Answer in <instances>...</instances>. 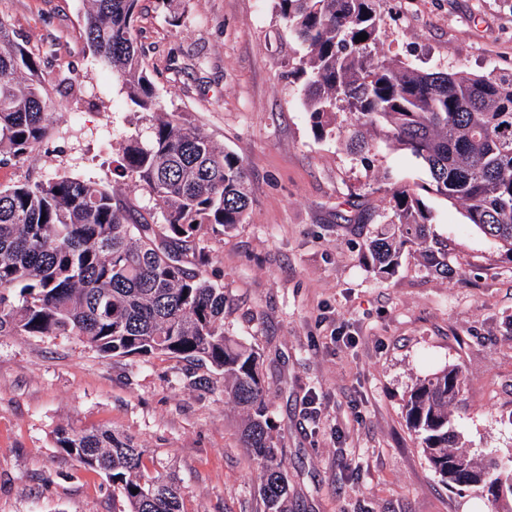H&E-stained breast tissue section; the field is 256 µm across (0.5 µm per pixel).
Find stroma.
Returning a JSON list of instances; mask_svg holds the SVG:
<instances>
[{
    "instance_id": "obj_1",
    "label": "stroma",
    "mask_w": 512,
    "mask_h": 512,
    "mask_svg": "<svg viewBox=\"0 0 512 512\" xmlns=\"http://www.w3.org/2000/svg\"><path fill=\"white\" fill-rule=\"evenodd\" d=\"M381 51L422 70L512 72V0H375ZM88 0H0V21L45 62L57 124L0 188L59 175L108 181L141 211L155 202L113 169L122 144L148 134L84 35ZM141 61L165 111L183 113L246 164L243 224L208 239L224 286L226 335L259 348L270 416L288 471L291 512H502L483 490L448 487L409 429L415 381L445 367L467 384L453 409L463 446L512 451V254L460 205L429 190L410 153L344 145L353 117L316 135L293 39L275 0H141ZM405 185L448 246L449 276L416 246L375 276L368 243L393 219ZM108 427L175 478L185 512H262V463L242 442V412L208 366L157 355L105 357L66 336H0V512H118L105 477L53 442L62 425Z\"/></svg>"
}]
</instances>
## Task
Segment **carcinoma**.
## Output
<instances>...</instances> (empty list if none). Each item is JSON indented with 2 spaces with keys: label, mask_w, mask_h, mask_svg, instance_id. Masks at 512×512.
<instances>
[{
  "label": "carcinoma",
  "mask_w": 512,
  "mask_h": 512,
  "mask_svg": "<svg viewBox=\"0 0 512 512\" xmlns=\"http://www.w3.org/2000/svg\"><path fill=\"white\" fill-rule=\"evenodd\" d=\"M87 41L139 111L156 116L145 137L122 145L117 175L153 197L163 222L134 209L102 181L67 175L0 188V335L68 336L105 356L171 355L224 374L244 414L245 447L263 461V512H288V476L276 461L260 353L224 334V285L207 274L210 232L244 223L251 199L244 161L216 147L178 112H164L142 67L134 34L139 0H90ZM373 0H278L306 48L299 70L312 128L335 123L336 104L356 117L347 146L379 141L427 168L432 191L459 204L467 223L512 254V74L471 75L453 67L421 71L385 53ZM367 39H356L361 33ZM45 62L0 22V165L28 160L56 124L42 82ZM391 230L370 242L372 270L392 276L403 248L448 275V248L429 235L430 212L406 187L392 192ZM466 381L456 368L418 380L405 401L408 426L435 473L471 472L512 483L506 462L482 463L459 446L452 409ZM60 452L103 474L124 512H184L180 489L151 473L145 453L110 428L60 426ZM138 493H132V490Z\"/></svg>",
  "instance_id": "1"
}]
</instances>
